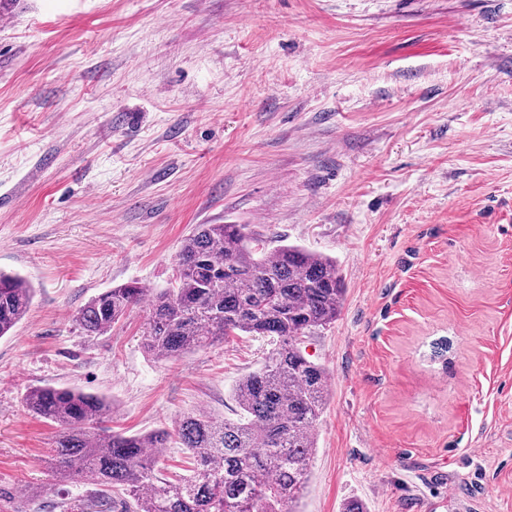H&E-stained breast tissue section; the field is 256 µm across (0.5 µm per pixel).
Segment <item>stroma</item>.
<instances>
[{"instance_id": "35a3bbf8", "label": "stroma", "mask_w": 512, "mask_h": 512, "mask_svg": "<svg viewBox=\"0 0 512 512\" xmlns=\"http://www.w3.org/2000/svg\"><path fill=\"white\" fill-rule=\"evenodd\" d=\"M198 224L345 280L298 512H512V0H0V270L35 288L0 338V512L95 491L52 476L31 388L128 434L235 418L265 339L158 361L145 308L74 320L170 287ZM145 291L136 281L108 288L92 297L78 310L75 322L86 335H103L140 305Z\"/></svg>"}]
</instances>
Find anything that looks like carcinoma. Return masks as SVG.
<instances>
[{"label":"carcinoma","instance_id":"carcinoma-1","mask_svg":"<svg viewBox=\"0 0 512 512\" xmlns=\"http://www.w3.org/2000/svg\"><path fill=\"white\" fill-rule=\"evenodd\" d=\"M35 288L0 271V337L26 316ZM346 293L336 261L295 245L268 248L244 224H200L175 259L174 283L155 291L143 323V348L168 361L241 333L266 338L262 366L234 388L235 420L208 413L146 434L104 426L103 397L73 388L35 387L28 412L55 423V468L97 486V497L69 512H105L111 495L134 512H295L309 479L316 426L330 374L302 350L303 338L332 324ZM136 281L108 288L82 306L75 322L105 334L140 305ZM178 444L193 473L169 478L157 464Z\"/></svg>","mask_w":512,"mask_h":512}]
</instances>
